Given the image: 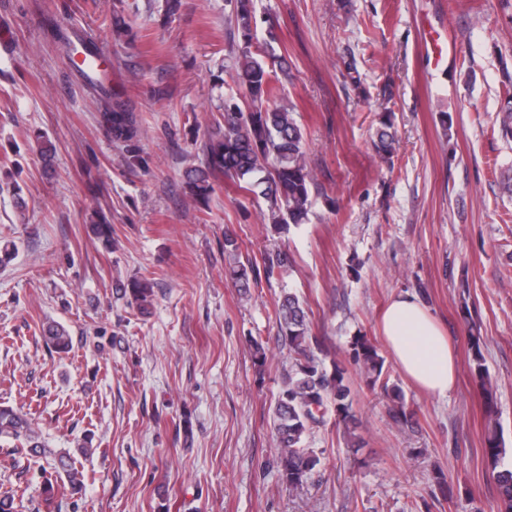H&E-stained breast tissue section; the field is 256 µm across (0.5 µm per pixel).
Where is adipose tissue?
I'll return each mask as SVG.
<instances>
[{
  "instance_id": "adipose-tissue-1",
  "label": "adipose tissue",
  "mask_w": 512,
  "mask_h": 512,
  "mask_svg": "<svg viewBox=\"0 0 512 512\" xmlns=\"http://www.w3.org/2000/svg\"><path fill=\"white\" fill-rule=\"evenodd\" d=\"M379 329L413 385L437 396L454 388L457 366L452 340L415 295L392 297L379 317Z\"/></svg>"
}]
</instances>
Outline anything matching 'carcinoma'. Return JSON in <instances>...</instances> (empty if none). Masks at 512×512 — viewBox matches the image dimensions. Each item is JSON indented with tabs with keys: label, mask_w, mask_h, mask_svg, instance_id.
I'll use <instances>...</instances> for the list:
<instances>
[{
	"label": "carcinoma",
	"mask_w": 512,
	"mask_h": 512,
	"mask_svg": "<svg viewBox=\"0 0 512 512\" xmlns=\"http://www.w3.org/2000/svg\"><path fill=\"white\" fill-rule=\"evenodd\" d=\"M231 12L227 16L229 37L228 56L232 60L230 79L236 91L224 99L223 123L207 133L203 144L204 162L186 172L185 190L199 206L207 207L214 191L212 179L222 174L242 184V189L261 197L266 209L261 211L263 220L276 231L285 224H304L315 203L312 187L313 169L307 152L304 130L291 108L273 105V98L280 84L279 75L288 74V52L275 47L276 39L260 41L253 0H230ZM50 36L57 48L66 55L74 51L100 57L103 44L92 36L77 38L58 25L50 29ZM83 84L97 104L106 131L116 141L128 142L138 135V123L120 93L112 89V69L109 67L94 75L83 74ZM505 103L500 112V130L512 137V90L506 89ZM390 115L380 116L374 147L383 161L395 151V134ZM91 233L105 246L112 245V224L99 214L90 225ZM224 254L228 260L226 274L235 287L246 293L250 283L260 277L269 280L275 273L292 267L284 252L268 254L259 266L252 260H241L237 240L224 236ZM130 303L140 312L149 310L152 288L145 282L133 280L128 284ZM276 324L284 344L293 355L280 391L271 421L278 467L283 479L292 486L307 481L320 463L316 452L305 446L309 431L323 421L325 403L336 408V414L346 422L353 439V446L360 448L364 439L356 434L359 421L352 413L351 389L345 382V368L334 365L332 372L315 358L312 345L318 338L310 334L308 311L297 295L288 293L276 301ZM46 344L60 352L71 343L68 330L57 322H50L42 329ZM468 345L471 355L470 369L480 383L491 411L488 413L484 438L485 451L492 462H497L503 452L504 442L498 431L492 411L493 387L487 379L482 353V336L469 329ZM351 361L358 365L367 385H381L390 399L392 419L402 425L413 422V413L407 411L401 392L389 388L382 380L384 360L377 347L365 336H356L350 342ZM0 439L22 441L31 449L47 452L27 415L9 406H0ZM55 472L64 473L71 486L80 484L79 471L65 455L55 458ZM502 512H512V469H504L495 476Z\"/></svg>",
	"instance_id": "carcinoma-1"
}]
</instances>
